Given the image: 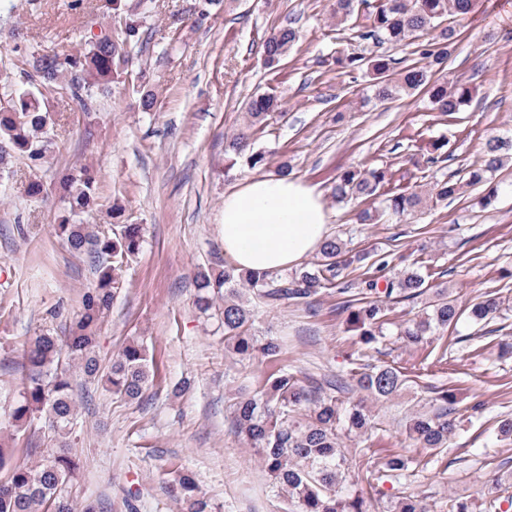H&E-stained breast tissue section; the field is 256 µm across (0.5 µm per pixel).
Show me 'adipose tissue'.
Wrapping results in <instances>:
<instances>
[{
	"instance_id": "ef3b65f1",
	"label": "adipose tissue",
	"mask_w": 512,
	"mask_h": 512,
	"mask_svg": "<svg viewBox=\"0 0 512 512\" xmlns=\"http://www.w3.org/2000/svg\"><path fill=\"white\" fill-rule=\"evenodd\" d=\"M328 224L314 186L288 175L253 177L224 196V256L241 270L285 271L320 250Z\"/></svg>"
}]
</instances>
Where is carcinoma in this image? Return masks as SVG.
Here are the masks:
<instances>
[{"instance_id":"cac0c4a2","label":"carcinoma","mask_w":512,"mask_h":512,"mask_svg":"<svg viewBox=\"0 0 512 512\" xmlns=\"http://www.w3.org/2000/svg\"><path fill=\"white\" fill-rule=\"evenodd\" d=\"M477 0H360L368 10L371 24L359 30L364 41L377 37L392 45H402L431 31L438 38L419 44V54L427 60L423 67H413L392 81L395 60L385 55L363 57L355 54L336 56V65L357 68L363 64L374 75L372 84L376 98L389 100L423 89L434 110L453 115L469 100L470 90L464 85L448 86L435 78L447 62L455 30L442 23L451 15L465 16L472 12ZM354 14V0H334L332 18L344 23ZM122 35L104 34L96 41L61 60L45 55L34 61L36 89H15L8 94L6 105L0 107V165L10 158H25L36 166L50 163V130L54 125L50 100L46 92L58 86L70 92V98L85 109L93 89L110 88L134 66L135 37L140 22L129 15L120 20ZM299 40L298 31L282 25L270 32L263 44L265 63L278 67L288 50ZM282 109L273 94L253 96L246 107V128L262 125L267 117ZM512 140L492 138L485 143L482 162L466 172V180L442 179L434 182L430 194L445 200L459 194L464 185H476L492 179L501 167ZM387 180V170L348 169L338 175L333 196L338 202L357 197H371ZM61 187L69 204V216L55 228L75 253L103 258L97 268L92 288L82 297L79 314L67 336L44 332L26 350L27 373L22 380L21 399L11 413L17 428L30 427L44 421L59 447L48 448L36 464H13L9 452L0 448V470L6 471L3 483L9 491L0 493V512H74L68 484L79 468V459L68 442L77 415L72 395L76 376L106 379L112 393L135 401L143 397L150 380V367L142 343L132 341L113 356L104 369L96 351L97 332L119 289L123 267L141 251L144 228L141 224H118L105 232L96 224H78L76 218L101 206L96 176L90 168H80L79 175L67 174ZM422 197L416 192H391L375 209L358 213L362 224H373L385 215L401 217L418 207ZM321 262L303 267L291 274L253 273L233 267L219 274L208 270L197 273L196 306L207 313L218 308L224 327L225 353L238 361L275 357L279 345L269 338L260 341L249 334L253 310L243 301L246 292L267 306L282 302L308 304L322 288L336 287L340 269L354 262L365 261L368 255H351L338 236L329 237L320 249ZM365 290L376 295L368 301L348 303L346 323L357 337V364L348 376L338 375L327 382V391L316 392L286 368L269 377L265 389L253 396H241L234 404V433L246 442L271 480V488L288 504V512H369L364 497L349 491L351 450L344 447L342 435L357 438L369 436L372 415L356 403L341 407L332 395L345 390L364 393L375 401H389L405 387L407 379L397 368L360 363L364 350L372 348L387 336L390 326L388 301L416 299L433 291L432 301L421 316L396 326L397 336L408 344H417L440 328L457 324L460 312L448 289L435 288L418 271L405 268L385 280L379 290V277L363 280ZM501 310L499 297L485 293L469 309L475 324L486 322ZM432 411L408 418L406 431L423 448L438 455L448 448L456 435V397L443 390L435 398ZM411 458L401 451H392L384 459L383 472L398 480L405 475ZM505 497H494L475 504L454 499L449 512H499L501 503L512 508L509 485L512 479L496 476L491 479ZM171 493L183 512H211L209 501L199 494L193 476L180 472L174 478ZM393 512H426L422 500L405 495L396 501Z\"/></svg>"}]
</instances>
